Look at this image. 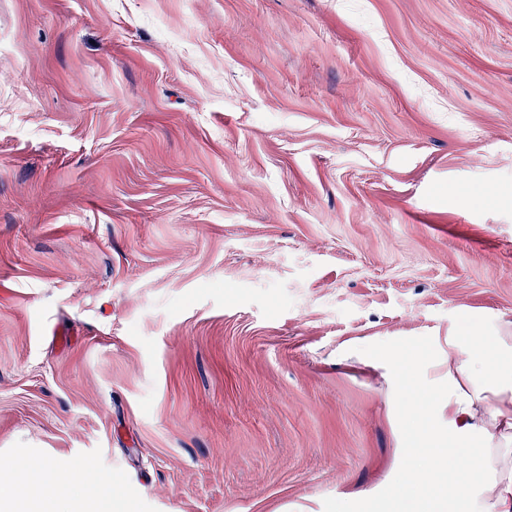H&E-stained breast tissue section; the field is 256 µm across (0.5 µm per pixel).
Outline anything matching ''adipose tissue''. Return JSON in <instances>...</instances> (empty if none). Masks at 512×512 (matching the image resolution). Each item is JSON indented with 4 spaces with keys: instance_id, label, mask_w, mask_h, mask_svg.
<instances>
[{
    "instance_id": "1",
    "label": "adipose tissue",
    "mask_w": 512,
    "mask_h": 512,
    "mask_svg": "<svg viewBox=\"0 0 512 512\" xmlns=\"http://www.w3.org/2000/svg\"><path fill=\"white\" fill-rule=\"evenodd\" d=\"M449 450L471 458L448 486L456 512H512V348L448 339Z\"/></svg>"
}]
</instances>
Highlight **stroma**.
Masks as SVG:
<instances>
[{
    "instance_id": "1",
    "label": "stroma",
    "mask_w": 512,
    "mask_h": 512,
    "mask_svg": "<svg viewBox=\"0 0 512 512\" xmlns=\"http://www.w3.org/2000/svg\"><path fill=\"white\" fill-rule=\"evenodd\" d=\"M425 335L431 382L449 337L512 347V0H0V469L53 465L32 507L372 496L402 439L359 349Z\"/></svg>"
}]
</instances>
